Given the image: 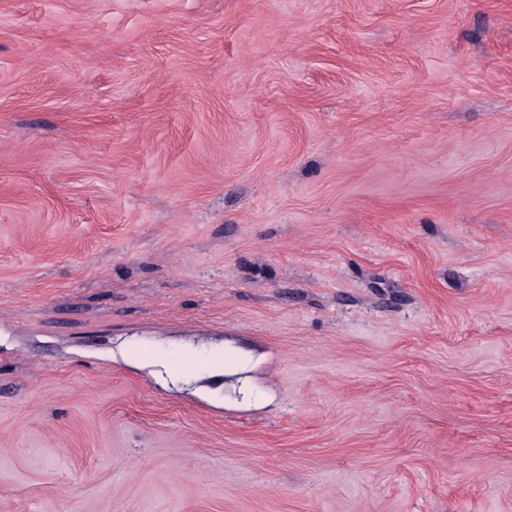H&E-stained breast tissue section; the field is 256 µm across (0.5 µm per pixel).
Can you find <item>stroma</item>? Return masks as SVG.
Returning <instances> with one entry per match:
<instances>
[{"mask_svg":"<svg viewBox=\"0 0 512 512\" xmlns=\"http://www.w3.org/2000/svg\"><path fill=\"white\" fill-rule=\"evenodd\" d=\"M0 512H512V0H0Z\"/></svg>","mask_w":512,"mask_h":512,"instance_id":"35a3bbf8","label":"stroma"}]
</instances>
